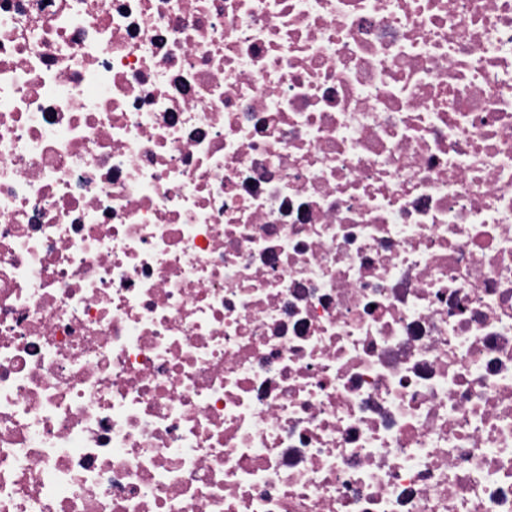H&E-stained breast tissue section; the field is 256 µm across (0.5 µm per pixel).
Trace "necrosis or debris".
I'll return each instance as SVG.
<instances>
[{
  "mask_svg": "<svg viewBox=\"0 0 512 512\" xmlns=\"http://www.w3.org/2000/svg\"><path fill=\"white\" fill-rule=\"evenodd\" d=\"M0 512H512V0H0Z\"/></svg>",
  "mask_w": 512,
  "mask_h": 512,
  "instance_id": "necrosis-or-debris-1",
  "label": "necrosis or debris"
}]
</instances>
